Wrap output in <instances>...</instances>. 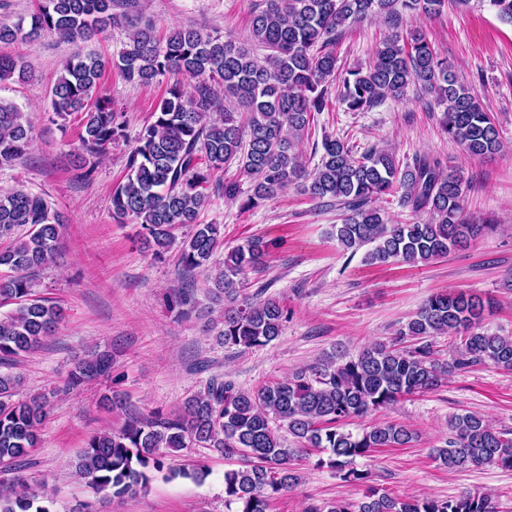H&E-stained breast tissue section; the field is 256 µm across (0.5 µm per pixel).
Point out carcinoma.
I'll return each mask as SVG.
<instances>
[{
	"mask_svg": "<svg viewBox=\"0 0 512 512\" xmlns=\"http://www.w3.org/2000/svg\"><path fill=\"white\" fill-rule=\"evenodd\" d=\"M38 11L12 24L0 23V45L37 42L53 34L67 42L88 40L109 25L125 24L128 43L116 68L128 81L150 84L172 76L152 121L126 160V179L112 188V217L137 223L145 249L160 258L186 229L179 264L206 273L210 294L224 303V346H264L282 335L288 307L278 299L254 302L244 296V277L260 267L271 243L253 238L212 259L224 245V225L202 224L209 202L211 171L237 164L252 182L243 204L292 185L314 200L343 209L334 225L339 244L356 250L375 247L370 264L427 262L467 246L494 229L476 224L465 211L470 183L447 171L434 155H417L400 165L396 156L371 147L357 153L343 138L326 134L316 168L308 170L299 142L310 134L314 115L335 98L351 112H365L387 98L401 99L410 87L435 95L444 106L441 131L470 157L500 150L499 132L477 95L464 85L426 36L404 25L405 17H434L447 0H259L251 13L250 36L268 51L264 60L233 38L178 27L164 38L133 17L134 3L117 0H39ZM122 7L120 13L113 12ZM379 16L389 33L366 69L337 67L336 45L345 29ZM108 61L75 54L64 63L52 89L55 117H78L82 134L75 160L84 177L94 159L124 137L122 111L100 94ZM30 76L21 57L0 55V83ZM195 80L192 88L179 80ZM223 94H218L215 86ZM30 127L15 105L0 102V167L24 157ZM402 190L403 205L428 219L389 224L373 202ZM65 216L42 194L23 188L0 190V462L12 464L38 446L49 412L46 396L18 398L21 377L11 362L52 334L62 313L34 294L28 272L56 261L62 251ZM491 301L466 291L437 293L390 343L363 348L356 356L332 353L313 366L257 390L231 379H212L162 416L127 414L117 431L90 436L77 464L86 485L123 500L144 491L149 472H160L168 454L207 448L241 466L224 472V500L235 512H270L271 503L295 487L301 448L329 452L316 465L348 483H365L367 472L352 467L358 457L380 448H400L414 439L403 425L372 422L357 432L342 424L386 409L401 398L436 389L457 372L481 365L512 371V336L490 334L483 326ZM448 337L451 359L440 361L435 338ZM112 373V354L97 353L77 363L69 385L77 388ZM286 429L298 444L279 435ZM445 446L435 458L450 469L512 468V429L497 428L482 415L455 416ZM13 484L0 485V512H52ZM305 512H498L492 497L464 491L447 499L433 495L395 497L372 489L365 500L311 503Z\"/></svg>",
	"mask_w": 512,
	"mask_h": 512,
	"instance_id": "1",
	"label": "carcinoma"
}]
</instances>
